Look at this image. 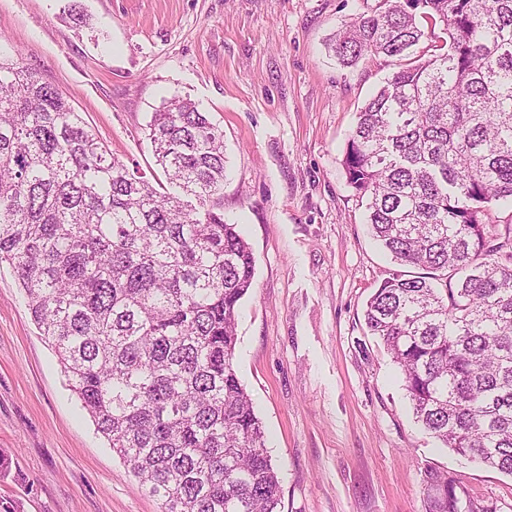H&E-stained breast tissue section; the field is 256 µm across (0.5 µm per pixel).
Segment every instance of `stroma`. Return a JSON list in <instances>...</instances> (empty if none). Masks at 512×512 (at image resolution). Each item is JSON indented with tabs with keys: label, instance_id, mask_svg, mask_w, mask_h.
I'll use <instances>...</instances> for the list:
<instances>
[{
	"label": "stroma",
	"instance_id": "35a3bbf8",
	"mask_svg": "<svg viewBox=\"0 0 512 512\" xmlns=\"http://www.w3.org/2000/svg\"><path fill=\"white\" fill-rule=\"evenodd\" d=\"M382 0H0V54L52 84L115 156L160 178L153 112L186 97L224 131V220L255 257L235 366L277 471L278 512H428L425 474L512 512V476L416 422L400 370L367 331L396 270L343 166L360 110L405 61L329 53ZM87 17L84 25L70 11ZM0 512H161L97 431L0 264Z\"/></svg>",
	"mask_w": 512,
	"mask_h": 512
}]
</instances>
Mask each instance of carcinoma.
Here are the masks:
<instances>
[{"label": "carcinoma", "instance_id": "carcinoma-1", "mask_svg": "<svg viewBox=\"0 0 512 512\" xmlns=\"http://www.w3.org/2000/svg\"><path fill=\"white\" fill-rule=\"evenodd\" d=\"M336 31L351 65L446 50L396 71L359 112L343 165L394 273L365 324L415 418L459 456L512 475V0H383ZM148 140L165 182L131 172L80 113L0 58V262L9 263L97 431L163 512H277L265 431L234 367L255 257L224 222V132L172 98ZM428 512H497L426 474Z\"/></svg>", "mask_w": 512, "mask_h": 512}]
</instances>
